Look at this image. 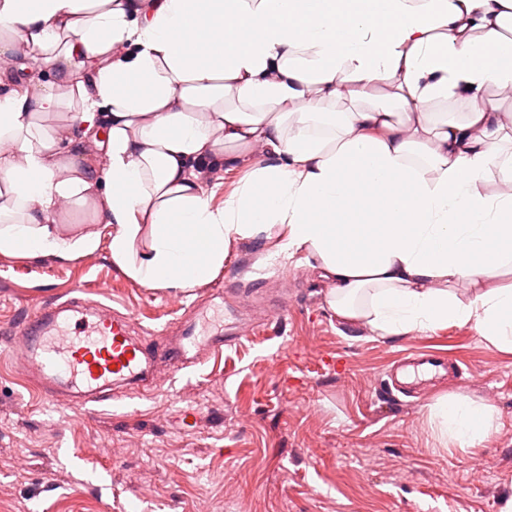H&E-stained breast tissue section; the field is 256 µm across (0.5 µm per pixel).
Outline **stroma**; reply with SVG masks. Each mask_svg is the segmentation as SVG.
<instances>
[{
    "label": "stroma",
    "instance_id": "35a3bbf8",
    "mask_svg": "<svg viewBox=\"0 0 512 512\" xmlns=\"http://www.w3.org/2000/svg\"><path fill=\"white\" fill-rule=\"evenodd\" d=\"M330 288L306 252L273 257L252 240L186 290L127 277L105 244L72 261L0 252V512H504L512 353L472 324L376 335L336 314ZM73 297L130 315L160 356L191 305L198 328L250 332L189 369L158 364L133 404L71 408L7 357L37 305ZM424 351L459 366L406 380ZM444 394L494 409L484 447L439 442L428 413Z\"/></svg>",
    "mask_w": 512,
    "mask_h": 512
}]
</instances>
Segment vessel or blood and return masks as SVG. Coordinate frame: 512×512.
<instances>
[{"mask_svg": "<svg viewBox=\"0 0 512 512\" xmlns=\"http://www.w3.org/2000/svg\"><path fill=\"white\" fill-rule=\"evenodd\" d=\"M73 309L69 302L42 303L15 329L12 349L26 379L47 399L63 397L80 408L144 394L156 359L134 337L130 318L96 306L72 322L67 314ZM237 342L234 336H201L190 330L166 358L181 369L191 351L216 354Z\"/></svg>", "mask_w": 512, "mask_h": 512, "instance_id": "vessel-or-blood-1", "label": "vessel or blood"}]
</instances>
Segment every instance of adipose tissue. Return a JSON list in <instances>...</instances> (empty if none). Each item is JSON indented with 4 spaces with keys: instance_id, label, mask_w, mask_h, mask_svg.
I'll return each mask as SVG.
<instances>
[{
    "instance_id": "obj_1",
    "label": "adipose tissue",
    "mask_w": 512,
    "mask_h": 512,
    "mask_svg": "<svg viewBox=\"0 0 512 512\" xmlns=\"http://www.w3.org/2000/svg\"><path fill=\"white\" fill-rule=\"evenodd\" d=\"M0 57V252L69 261L105 227L126 276L183 290L273 233L275 255L313 256L346 320L472 323L512 352V193L480 190L512 182V113L483 96L512 85V0H0ZM389 77L399 110L333 111ZM459 93L461 119L424 109ZM64 105V124L38 123ZM257 146L263 165L214 206L204 176ZM72 211L90 230L67 229ZM429 424L463 450L498 428L455 394Z\"/></svg>"
}]
</instances>
